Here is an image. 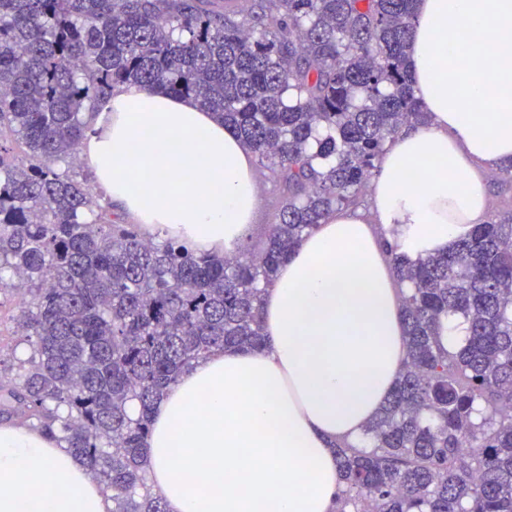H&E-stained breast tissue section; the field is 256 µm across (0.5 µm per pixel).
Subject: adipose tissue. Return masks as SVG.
<instances>
[{
	"instance_id": "adipose-tissue-1",
	"label": "adipose tissue",
	"mask_w": 512,
	"mask_h": 512,
	"mask_svg": "<svg viewBox=\"0 0 512 512\" xmlns=\"http://www.w3.org/2000/svg\"><path fill=\"white\" fill-rule=\"evenodd\" d=\"M409 62L427 124L397 133L370 208L331 212L277 272L266 346L219 350L158 406L145 455L168 512H332V442H359L406 349L391 254L482 223V169L512 160V0H417ZM82 159L145 232L234 253L259 205L250 154L191 98L121 85ZM102 487L24 424L0 423V512H111Z\"/></svg>"
}]
</instances>
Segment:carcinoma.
Wrapping results in <instances>:
<instances>
[{
    "mask_svg": "<svg viewBox=\"0 0 512 512\" xmlns=\"http://www.w3.org/2000/svg\"><path fill=\"white\" fill-rule=\"evenodd\" d=\"M213 2L0 0V293L30 296L0 418L64 444L112 512H167L144 460L166 390L218 349L266 345L279 266L429 119L408 61L416 0ZM122 84L195 99L252 152L281 198L260 252L146 239L100 203L76 148ZM391 261L406 360L362 443L333 445L334 512H512V208Z\"/></svg>",
    "mask_w": 512,
    "mask_h": 512,
    "instance_id": "cac0c4a2",
    "label": "carcinoma"
}]
</instances>
